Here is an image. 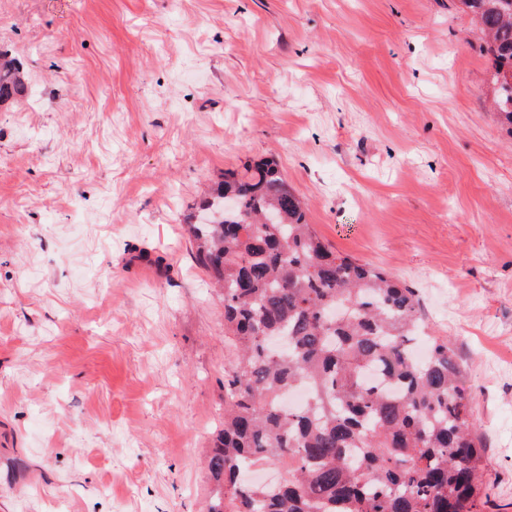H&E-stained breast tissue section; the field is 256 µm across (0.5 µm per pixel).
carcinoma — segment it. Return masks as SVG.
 I'll return each instance as SVG.
<instances>
[{
	"label": "carcinoma",
	"mask_w": 512,
	"mask_h": 512,
	"mask_svg": "<svg viewBox=\"0 0 512 512\" xmlns=\"http://www.w3.org/2000/svg\"><path fill=\"white\" fill-rule=\"evenodd\" d=\"M476 19L501 121L512 127V0H459ZM0 52V105L27 96ZM186 225L197 263L224 290V424L207 467V512H478L484 442L456 343L430 337L415 291L344 256L307 224L301 200L267 158L225 174ZM310 388L301 405L283 394ZM277 463L283 481H242Z\"/></svg>",
	"instance_id": "carcinoma-1"
}]
</instances>
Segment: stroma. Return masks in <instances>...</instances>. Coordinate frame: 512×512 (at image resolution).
<instances>
[{"label":"stroma","mask_w":512,"mask_h":512,"mask_svg":"<svg viewBox=\"0 0 512 512\" xmlns=\"http://www.w3.org/2000/svg\"><path fill=\"white\" fill-rule=\"evenodd\" d=\"M455 0H0V512H204L224 297L184 229L275 158L455 340L512 512V132ZM27 93L22 69L6 53L0 52V105L20 103Z\"/></svg>","instance_id":"obj_1"}]
</instances>
